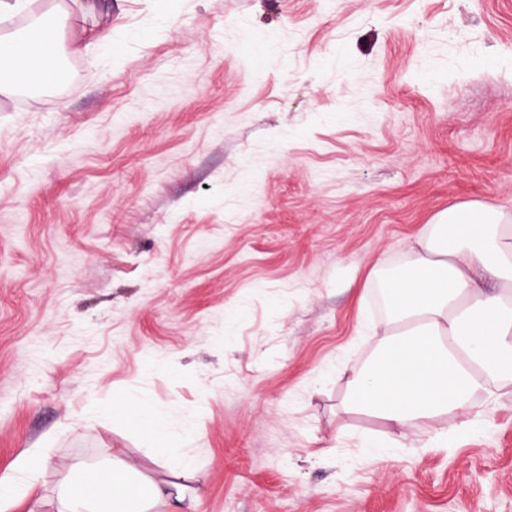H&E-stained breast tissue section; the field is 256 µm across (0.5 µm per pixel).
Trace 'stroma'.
I'll return each instance as SVG.
<instances>
[{
  "label": "stroma",
  "mask_w": 512,
  "mask_h": 512,
  "mask_svg": "<svg viewBox=\"0 0 512 512\" xmlns=\"http://www.w3.org/2000/svg\"><path fill=\"white\" fill-rule=\"evenodd\" d=\"M29 10L82 49L63 93L0 94V474L144 462L134 404L196 512H512V397L379 458L341 406L372 269L459 203L512 212V0ZM122 416L133 426L146 427L150 429L160 441L156 448H149L148 458L157 465L165 466L166 462L171 457V449L167 448L163 443L165 431L161 424L155 419L145 414L141 409L135 405H127L120 408Z\"/></svg>",
  "instance_id": "obj_1"
}]
</instances>
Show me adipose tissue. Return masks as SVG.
<instances>
[{
  "mask_svg": "<svg viewBox=\"0 0 512 512\" xmlns=\"http://www.w3.org/2000/svg\"><path fill=\"white\" fill-rule=\"evenodd\" d=\"M45 20L0 35V93L33 87L47 56ZM388 311L383 334L347 384L346 408L399 436L470 412L478 399L512 393V212L466 202L438 214L408 244L400 266L373 270ZM45 466L22 452L0 476V512L21 503ZM190 463L150 474L115 456L94 470L73 469L55 491V512H195L201 488Z\"/></svg>",
  "mask_w": 512,
  "mask_h": 512,
  "instance_id": "ef3b65f1",
  "label": "adipose tissue"
}]
</instances>
